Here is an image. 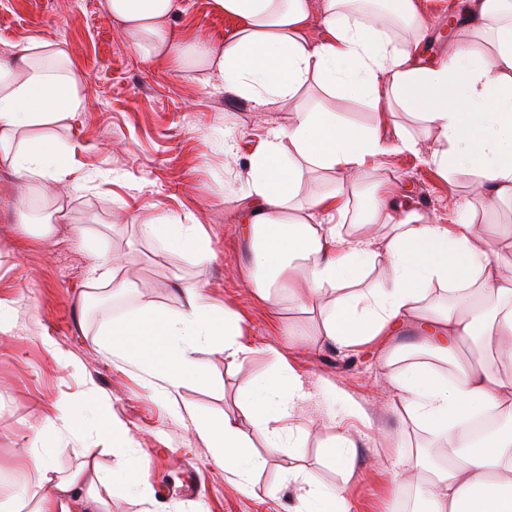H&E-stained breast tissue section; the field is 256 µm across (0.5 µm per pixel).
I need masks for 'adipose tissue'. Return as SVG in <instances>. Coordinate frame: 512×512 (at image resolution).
I'll list each match as a JSON object with an SVG mask.
<instances>
[{
	"instance_id": "obj_1",
	"label": "adipose tissue",
	"mask_w": 512,
	"mask_h": 512,
	"mask_svg": "<svg viewBox=\"0 0 512 512\" xmlns=\"http://www.w3.org/2000/svg\"><path fill=\"white\" fill-rule=\"evenodd\" d=\"M358 2L211 0L214 11L237 21L219 46L169 26L179 0H106L105 8L123 23L143 61L174 60L253 111H278L312 85L331 97L372 103L380 114L372 127L344 123L322 102L297 111L294 123L268 131L250 159L242 222L253 295L274 311L280 289H289L300 306L318 309L317 336L344 349L386 340L403 321H417L422 346L453 359L455 369L446 378L410 362L392 377L402 411L446 439L451 458L447 469L425 477L413 512H512V428L475 443L469 424L488 412L512 420V260L496 257L488 226L470 219L431 222L388 185L375 194L354 233L339 222L350 209L352 176L390 151L422 152L418 140L392 121L396 108L418 116L434 133L435 145L426 153L431 166L444 173L468 170L481 192L512 204V0H460L472 41H454L447 57L425 65L418 57L429 27L418 0H388L371 12ZM315 11L325 27L320 41L307 34ZM83 108L81 79L62 52L33 39L0 54V164L30 192L74 175L59 160L54 129ZM31 128L38 136L25 137ZM315 171L327 173L325 189L292 207ZM74 177L80 188L88 181ZM140 231L166 251L202 261L210 256L199 225L181 217H145ZM374 267L384 277L364 287ZM437 286L447 293V305L433 301ZM182 296L172 313L142 295L132 315L99 327L107 354L168 394L204 379L200 347L242 360L252 352L238 313L209 303L198 287L183 289ZM277 358L276 373L243 386V417L186 410L195 432L213 448L214 464L244 479L264 463L251 452L249 434L260 435L269 454L280 453L282 423L306 397L287 355ZM103 402L92 387L83 402L54 406L27 450L22 493L0 496V512H21L26 500L34 502L33 512H108L114 485L137 488L138 458L105 478L80 469L62 476L54 468L63 434L95 432L125 442L127 430L101 413Z\"/></svg>"
}]
</instances>
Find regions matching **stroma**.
Wrapping results in <instances>:
<instances>
[{"mask_svg": "<svg viewBox=\"0 0 512 512\" xmlns=\"http://www.w3.org/2000/svg\"><path fill=\"white\" fill-rule=\"evenodd\" d=\"M434 27L419 59L441 57L464 38L449 0H421ZM102 0H0V53L33 39L62 48L83 81L86 109L59 128L81 172L96 173L78 190L71 177L49 183L64 211L49 237L25 230L17 199L24 192L12 171L0 167V306L11 327L0 331V483L19 487L20 455L33 432L59 401H80L89 386L107 398L106 411L129 430V452L111 449L93 434L63 438L65 454L54 465L63 474L80 463L108 475L128 456L144 459L136 492L113 490L110 512H143L141 495L152 492V512H291L303 481L343 489L355 512H408L419 485L405 484L415 447L425 443L442 462L444 441L403 416L391 370L376 346L348 354L314 341L315 318L281 294L278 320L254 301L245 280L249 252L241 230L247 186L245 171L271 126H286L298 106L322 99L313 90L278 112H255L249 104L205 87L198 73L170 60L144 62L119 21ZM170 25L223 44L236 21L216 13L211 0H181ZM235 154H224L225 137ZM392 184L432 221L449 223L454 203L471 201L475 223L512 230V206L480 198L467 171L440 173L423 157L394 152L367 169L353 188L357 205L370 207L377 186ZM177 214L201 224L212 257L201 262L173 255L145 239V214ZM112 254L137 275L134 287L114 292L98 283L97 263ZM201 287L212 303L237 311L242 331L255 347L244 362L201 350L209 378L182 386L175 397L149 385L136 368L108 358L99 346L101 320H120L139 306L141 292L169 311H178L181 290ZM271 344L287 346L288 360L310 392L286 425L300 445L285 449L255 471L242 487L232 470L211 463L212 450L194 431L184 404L216 415H241L239 388L277 368ZM73 360L72 368L59 365ZM338 387L367 414L344 412L327 393ZM356 443L355 468L345 476L325 456L338 430Z\"/></svg>", "mask_w": 512, "mask_h": 512, "instance_id": "stroma-1", "label": "stroma"}]
</instances>
